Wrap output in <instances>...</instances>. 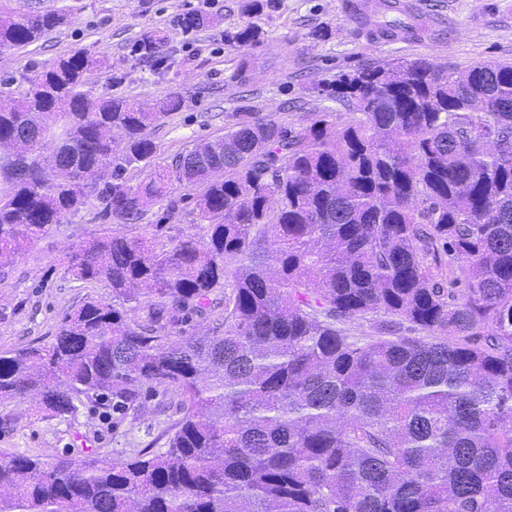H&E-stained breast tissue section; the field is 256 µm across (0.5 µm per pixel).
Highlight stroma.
<instances>
[{"instance_id": "stroma-1", "label": "stroma", "mask_w": 512, "mask_h": 512, "mask_svg": "<svg viewBox=\"0 0 512 512\" xmlns=\"http://www.w3.org/2000/svg\"><path fill=\"white\" fill-rule=\"evenodd\" d=\"M341 2L260 0L253 11L250 0H0V12L8 15L58 9L68 15L39 42L0 51V77L87 49L101 60L90 77L94 95L151 104L179 94L181 108L148 129L163 165L193 143L223 134L230 114L241 109L301 127L309 113L326 106L317 86L343 73L416 58L458 70L480 61L512 64V0H428L423 31L390 40L351 22ZM190 14L209 16L213 23L185 30L182 20ZM247 24L259 30L256 43L228 41V34ZM315 29L324 31V39H309ZM150 31L165 37L167 69H154L133 52ZM103 222L99 204H87L52 225L0 276V351L48 342L64 316L87 298L111 300L104 284L76 281L61 264L68 249ZM181 414L172 391L148 401L117 430L111 410L95 397L73 418L37 416L25 404L5 401L0 455L128 459L148 445L146 428L161 432Z\"/></svg>"}]
</instances>
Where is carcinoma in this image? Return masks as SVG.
<instances>
[{
	"mask_svg": "<svg viewBox=\"0 0 512 512\" xmlns=\"http://www.w3.org/2000/svg\"><path fill=\"white\" fill-rule=\"evenodd\" d=\"M66 21L1 16L0 50ZM365 24L411 29L392 0ZM162 44L135 51L160 66ZM97 63L80 49L3 82L22 91H0V270L93 200L120 225L166 198V220L176 182L200 189L207 232L169 248L160 224L103 227L71 247L67 273L112 301L1 351L0 401L68 418L95 395L116 430L174 389L182 416L130 459L1 457L0 512H512V65L362 68L316 87L344 123L330 106L297 130L236 112L162 166L146 130L179 96L94 98ZM446 257L459 290L438 279ZM218 305L207 333L182 330Z\"/></svg>",
	"mask_w": 512,
	"mask_h": 512,
	"instance_id": "cac0c4a2",
	"label": "carcinoma"
}]
</instances>
